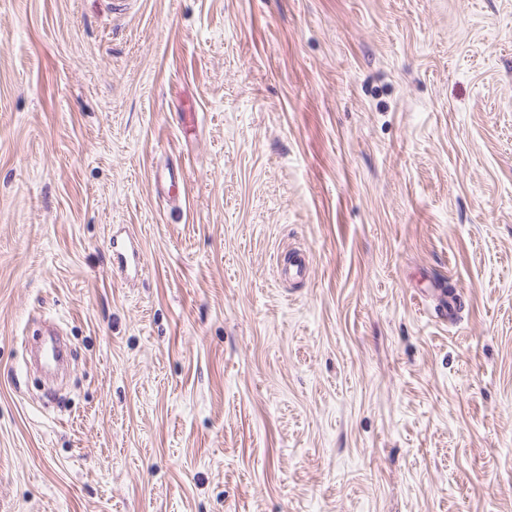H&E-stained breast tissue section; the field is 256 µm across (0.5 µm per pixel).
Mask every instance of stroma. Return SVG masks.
Here are the masks:
<instances>
[{
	"label": "stroma",
	"mask_w": 512,
	"mask_h": 512,
	"mask_svg": "<svg viewBox=\"0 0 512 512\" xmlns=\"http://www.w3.org/2000/svg\"><path fill=\"white\" fill-rule=\"evenodd\" d=\"M0 512H512V0H0ZM155 183L159 184L162 188L163 193L166 195L168 200L173 203H180V197L177 194H173V189H178L183 187V193L185 195V185H184V176L182 172L174 171L172 169L166 168L157 171L154 176Z\"/></svg>",
	"instance_id": "stroma-1"
}]
</instances>
